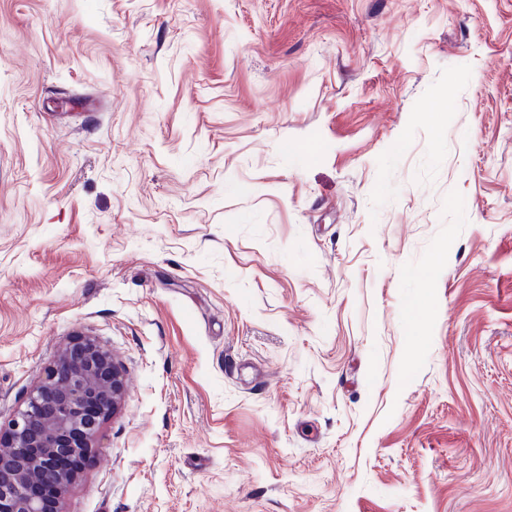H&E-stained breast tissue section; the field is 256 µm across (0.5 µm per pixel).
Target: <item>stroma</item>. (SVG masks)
<instances>
[{
    "mask_svg": "<svg viewBox=\"0 0 512 512\" xmlns=\"http://www.w3.org/2000/svg\"><path fill=\"white\" fill-rule=\"evenodd\" d=\"M80 336L63 512H512V0H0V423Z\"/></svg>",
    "mask_w": 512,
    "mask_h": 512,
    "instance_id": "1",
    "label": "stroma"
}]
</instances>
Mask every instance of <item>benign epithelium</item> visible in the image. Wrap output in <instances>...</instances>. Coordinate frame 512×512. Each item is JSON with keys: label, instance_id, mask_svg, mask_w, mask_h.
Listing matches in <instances>:
<instances>
[{"label": "benign epithelium", "instance_id": "obj_1", "mask_svg": "<svg viewBox=\"0 0 512 512\" xmlns=\"http://www.w3.org/2000/svg\"><path fill=\"white\" fill-rule=\"evenodd\" d=\"M125 380L111 352L90 337L62 347L25 407L0 424V512H59L75 483L67 459L92 453Z\"/></svg>", "mask_w": 512, "mask_h": 512}]
</instances>
